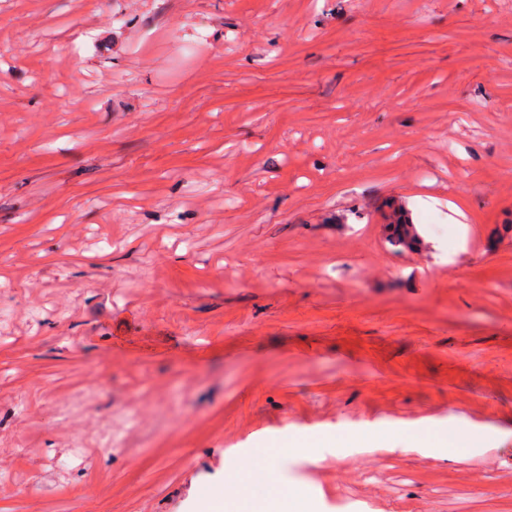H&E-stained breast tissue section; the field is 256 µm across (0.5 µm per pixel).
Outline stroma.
I'll return each mask as SVG.
<instances>
[{
  "instance_id": "1",
  "label": "stroma",
  "mask_w": 512,
  "mask_h": 512,
  "mask_svg": "<svg viewBox=\"0 0 512 512\" xmlns=\"http://www.w3.org/2000/svg\"><path fill=\"white\" fill-rule=\"evenodd\" d=\"M507 224L512 0H0V512H512ZM395 222L390 224L389 235H386V242L391 246L395 252H406L408 246L406 236L408 234L407 226H409L413 233V240L420 246L422 244V238L416 227V224L410 223L405 211L402 208H397L393 211ZM421 428H423L421 430ZM487 428L477 424L460 425L448 421L427 418L423 425L412 427L401 423H385L372 428L352 431L340 439L343 447L357 444L366 448L391 447L397 442L405 448H413L416 443H427L431 448L470 447L479 443ZM468 444L461 446L462 440ZM323 439L288 440L287 448L271 452L256 448L240 461L224 484L209 488L202 507L206 512H318L317 502L302 484L288 485L277 475L282 455H313Z\"/></svg>"
}]
</instances>
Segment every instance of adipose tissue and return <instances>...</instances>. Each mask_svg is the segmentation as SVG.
<instances>
[{
	"label": "adipose tissue",
	"instance_id": "1",
	"mask_svg": "<svg viewBox=\"0 0 512 512\" xmlns=\"http://www.w3.org/2000/svg\"><path fill=\"white\" fill-rule=\"evenodd\" d=\"M484 426L460 425L455 421L424 419L422 426L385 423L353 431L342 437V445L357 444L366 448L390 447L401 443L412 447L426 443L433 448H455L461 442L474 445L485 436ZM320 441L291 439L284 453L264 448L240 461L224 484L209 488L204 497L205 512H318L317 502L304 485L283 483L277 466L282 455H312Z\"/></svg>",
	"mask_w": 512,
	"mask_h": 512
}]
</instances>
